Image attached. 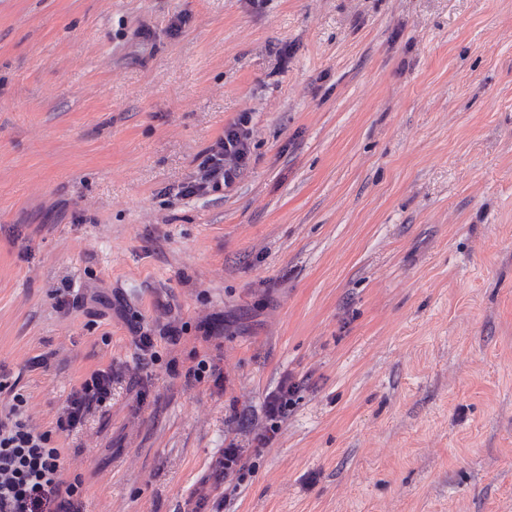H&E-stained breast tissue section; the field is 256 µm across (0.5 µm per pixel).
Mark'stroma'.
<instances>
[{
	"instance_id": "obj_1",
	"label": "stroma",
	"mask_w": 512,
	"mask_h": 512,
	"mask_svg": "<svg viewBox=\"0 0 512 512\" xmlns=\"http://www.w3.org/2000/svg\"><path fill=\"white\" fill-rule=\"evenodd\" d=\"M0 365L85 512H182L288 373L222 512H512V0H0ZM249 116L242 114L208 149L199 164L203 172L201 182L185 187L186 194L199 193L211 189L218 191L228 187L235 179L239 169L248 159V140L251 138ZM205 377L212 379L214 386L224 391L226 383L224 372L218 366L210 364L207 360H200L196 367L189 368L184 374L188 385L193 382H200ZM112 365L93 370L78 384L72 386L62 411L57 418V428L72 431L84 423L88 416L101 412L112 399ZM300 390V383L292 374L288 373L282 376L274 389L266 393L261 405V414L265 425L262 432L253 439L258 446L264 448L277 438L282 425L288 419L290 408L298 400Z\"/></svg>"
}]
</instances>
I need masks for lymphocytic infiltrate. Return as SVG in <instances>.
<instances>
[{"label": "lymphocytic infiltrate", "instance_id": "lymphocytic-infiltrate-1", "mask_svg": "<svg viewBox=\"0 0 512 512\" xmlns=\"http://www.w3.org/2000/svg\"><path fill=\"white\" fill-rule=\"evenodd\" d=\"M248 115H241L223 137L208 149L199 168L200 182L187 186V193L220 190L229 186L248 158L251 137ZM112 367L93 370L72 386L56 424L70 431L88 416L103 411L112 397ZM18 382L0 366V393L12 398L0 411V512H83L81 484L68 475L63 449L52 446L51 434L33 425L26 410L27 399L17 389ZM301 390L293 375L282 376L267 392L260 415L230 406L226 419L233 436L213 458L210 470L191 491L188 512H209L213 492L223 484L241 481L251 469L250 452L240 442L241 435L254 433L256 417H263L261 433H254L258 446L276 439Z\"/></svg>", "mask_w": 512, "mask_h": 512}]
</instances>
